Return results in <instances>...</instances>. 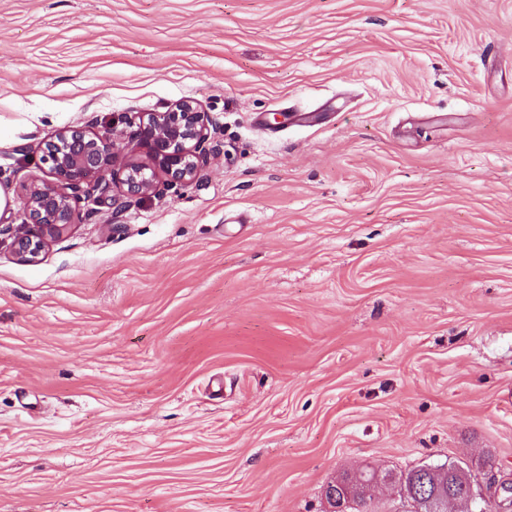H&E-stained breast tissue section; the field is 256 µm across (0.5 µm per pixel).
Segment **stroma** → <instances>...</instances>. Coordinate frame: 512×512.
<instances>
[{
    "label": "stroma",
    "instance_id": "obj_1",
    "mask_svg": "<svg viewBox=\"0 0 512 512\" xmlns=\"http://www.w3.org/2000/svg\"><path fill=\"white\" fill-rule=\"evenodd\" d=\"M183 98L192 185L0 246V512L512 479V0H0V222L57 131ZM350 474H346L340 480L336 481V484L328 485L326 489V498L330 506H335L336 510L334 512H371L373 507V502L371 499V492L378 486L382 484H386L385 482L389 481L388 477L384 478L382 473L376 469L375 467L367 464L362 468L357 470V479L354 486V492L348 498L346 503V499H344V504L350 510L343 511L342 508V492L338 489L341 484L350 483ZM338 481H342L343 483H337ZM336 486V504L330 499L329 490L331 487Z\"/></svg>",
    "mask_w": 512,
    "mask_h": 512
}]
</instances>
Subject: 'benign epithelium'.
<instances>
[{
	"instance_id": "obj_1",
	"label": "benign epithelium",
	"mask_w": 512,
	"mask_h": 512,
	"mask_svg": "<svg viewBox=\"0 0 512 512\" xmlns=\"http://www.w3.org/2000/svg\"><path fill=\"white\" fill-rule=\"evenodd\" d=\"M138 123L137 146L150 163H123L115 150L117 131L65 127L45 144L41 162L53 177L50 183L34 185L21 197L22 224H1L0 245L10 240L14 256L33 263L47 243L61 237L82 218L90 219L97 206L111 209V220L126 208L124 197L150 196L158 191V173L168 185L189 186L207 162L210 120L197 103L183 100L163 112H142L124 123ZM86 207L78 208L79 203ZM387 482L382 473L367 464L357 470L354 492L346 506L350 512H372L371 492ZM475 501L497 505L499 512L512 508V485L491 478L483 489L471 492Z\"/></svg>"
}]
</instances>
